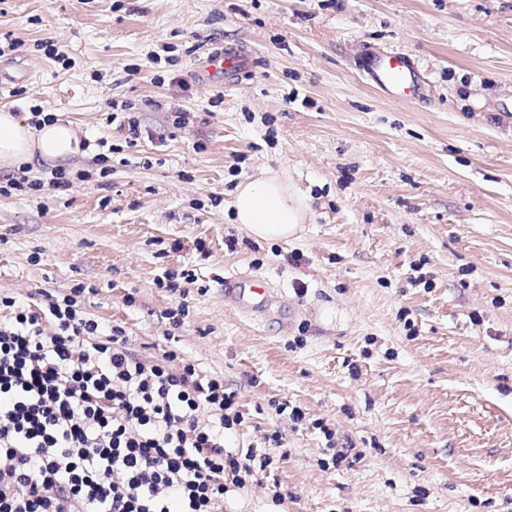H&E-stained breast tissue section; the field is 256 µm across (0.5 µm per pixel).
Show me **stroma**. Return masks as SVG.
<instances>
[{
	"label": "stroma",
	"instance_id": "35a3bbf8",
	"mask_svg": "<svg viewBox=\"0 0 512 512\" xmlns=\"http://www.w3.org/2000/svg\"><path fill=\"white\" fill-rule=\"evenodd\" d=\"M6 33L0 107L113 152L109 177L0 196V294L84 286L131 350L223 376L244 416L227 449L274 458L224 512H512V0H0ZM224 47L245 68L202 84ZM382 50L414 60L422 99L366 81ZM111 101L155 139L127 143ZM264 173L309 199L288 240L229 217ZM168 270L192 273L186 295L159 286ZM236 273L272 283L290 325L237 314Z\"/></svg>",
	"mask_w": 512,
	"mask_h": 512
}]
</instances>
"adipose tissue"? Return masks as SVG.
I'll list each match as a JSON object with an SVG mask.
<instances>
[{
  "instance_id": "obj_1",
  "label": "adipose tissue",
  "mask_w": 512,
  "mask_h": 512,
  "mask_svg": "<svg viewBox=\"0 0 512 512\" xmlns=\"http://www.w3.org/2000/svg\"><path fill=\"white\" fill-rule=\"evenodd\" d=\"M82 152V140L72 124L57 120L38 128L0 108V168L67 160ZM230 206L235 223L244 225L259 240L294 235L308 212L298 191L280 177L267 174L236 185Z\"/></svg>"
}]
</instances>
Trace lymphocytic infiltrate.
Segmentation results:
<instances>
[{
	"instance_id": "obj_1",
	"label": "lymphocytic infiltrate",
	"mask_w": 512,
	"mask_h": 512,
	"mask_svg": "<svg viewBox=\"0 0 512 512\" xmlns=\"http://www.w3.org/2000/svg\"><path fill=\"white\" fill-rule=\"evenodd\" d=\"M24 174L0 195L71 187L90 171ZM83 286L37 306L0 296V512H224L273 463L226 451L243 415L219 376L146 357L82 311Z\"/></svg>"
}]
</instances>
